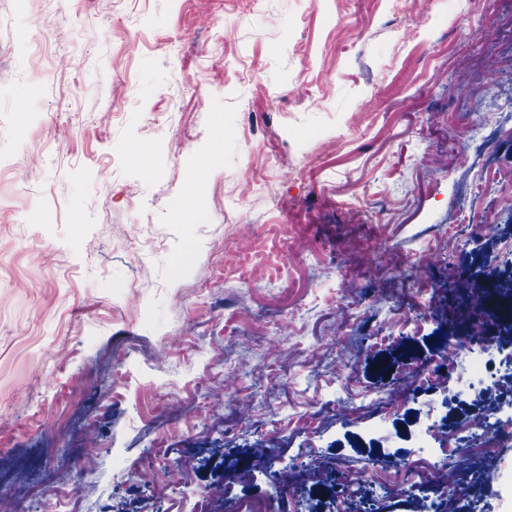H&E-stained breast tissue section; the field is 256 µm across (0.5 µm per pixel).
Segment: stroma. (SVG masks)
Segmentation results:
<instances>
[{
	"label": "stroma",
	"mask_w": 512,
	"mask_h": 512,
	"mask_svg": "<svg viewBox=\"0 0 512 512\" xmlns=\"http://www.w3.org/2000/svg\"><path fill=\"white\" fill-rule=\"evenodd\" d=\"M353 20L364 37L337 53L328 34ZM482 24L491 38L466 0L418 18L375 0H0V512H420L414 474L381 494L349 479L470 410L419 378L461 273L512 261V212L476 189L512 168V0ZM412 50L417 90L397 82ZM319 70L330 87L294 96ZM258 144L288 165L256 186ZM234 224H302L319 250L292 244L287 272L228 281ZM427 247L442 260L420 285ZM335 334L357 351L340 374L311 355ZM161 346L177 349L164 367ZM214 357L242 390L196 399ZM90 428L96 469L57 476ZM173 465L191 486L141 483ZM476 479L486 512H512V446Z\"/></svg>",
	"instance_id": "obj_1"
}]
</instances>
